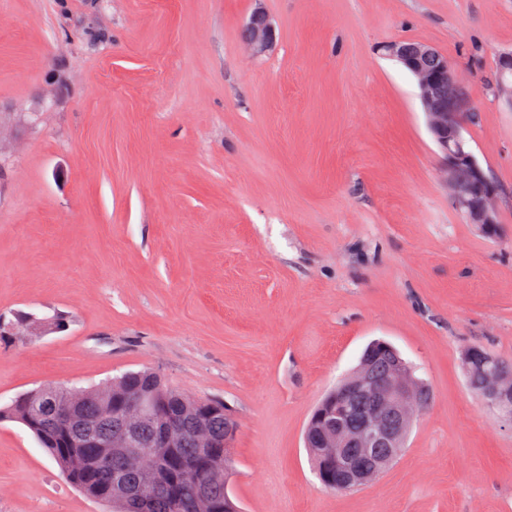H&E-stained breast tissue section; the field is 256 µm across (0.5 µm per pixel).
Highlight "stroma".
<instances>
[{
	"label": "stroma",
	"instance_id": "35a3bbf8",
	"mask_svg": "<svg viewBox=\"0 0 512 512\" xmlns=\"http://www.w3.org/2000/svg\"><path fill=\"white\" fill-rule=\"evenodd\" d=\"M0 0V405L145 367L238 423L243 512H512V424L466 349L512 360V108L484 84L512 0ZM412 39L474 89L495 237L448 200ZM374 340L432 401L397 461L322 486L310 415ZM0 512H108L0 422ZM255 6L241 28V40L252 57H260L273 50L276 42L275 26L263 6V0H254Z\"/></svg>",
	"mask_w": 512,
	"mask_h": 512
}]
</instances>
